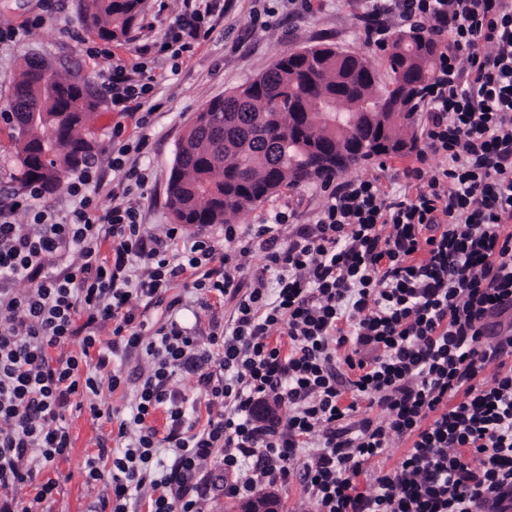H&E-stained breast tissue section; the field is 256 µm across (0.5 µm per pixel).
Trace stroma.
Instances as JSON below:
<instances>
[{
	"label": "stroma",
	"mask_w": 512,
	"mask_h": 512,
	"mask_svg": "<svg viewBox=\"0 0 512 512\" xmlns=\"http://www.w3.org/2000/svg\"><path fill=\"white\" fill-rule=\"evenodd\" d=\"M86 0H61L58 9L44 13L41 0H0V31L22 30V37L0 41V108L7 106L10 89L26 60L40 56L60 70L98 88L110 66L103 49L128 57L130 51L156 40L164 18L158 17L155 0H146L143 21L125 42H107L84 31L80 15ZM362 0H314V12L305 21L288 13L286 0H224V14L210 37L180 59L175 71L166 73L151 93L155 110L145 130L146 145L129 160L141 171L143 186H131L129 197L140 208V220L148 228L159 229L173 223L167 205L166 187L177 147L188 126L203 105L228 93L268 70L285 52L316 45H332L365 56L373 66L379 87H386L390 76L386 51L366 44L358 16ZM124 125L133 131L130 116L113 111L103 103L94 122L100 149L95 157L101 185L94 198L99 209L112 204V128ZM329 187L310 183L285 188L267 201L239 214L234 223L238 232L253 224H269L276 213L288 212L295 224L309 223L326 201ZM73 447L68 459L36 473L34 483L25 487L22 499L32 498L37 484L59 482L62 493L47 503V512H86L88 505L106 496L103 485H87L83 472L87 456L97 454V439L110 433L111 423L92 416L89 409L68 418Z\"/></svg>",
	"instance_id": "1"
}]
</instances>
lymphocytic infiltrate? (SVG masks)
Segmentation results:
<instances>
[{
    "mask_svg": "<svg viewBox=\"0 0 512 512\" xmlns=\"http://www.w3.org/2000/svg\"><path fill=\"white\" fill-rule=\"evenodd\" d=\"M223 13V0H184L155 54H190ZM360 19L368 43L384 44L395 22L427 27L438 46L403 193L377 174L349 178L311 223L280 212L243 238L229 224L222 249L178 224L152 235L118 194L99 212L94 162L68 179L76 204L61 219L34 207L37 190L0 193V512L54 498L50 480L32 501L6 502L69 455L66 411L101 416L93 398L117 390L118 357L134 350L149 367L116 448L85 461L87 484L111 487L96 512L144 498L149 512H202L219 488L244 500L293 483L312 512H497L512 495V329L493 324L512 311V0H366ZM158 78L118 62L101 92L132 114ZM22 209L30 228L14 220ZM69 252L79 266L57 268ZM243 255L258 260L247 281L235 275ZM180 279L203 310L233 305L207 339L176 316L155 325L133 311L158 307ZM179 373L196 396L175 386ZM404 440L395 466L359 489ZM217 455L220 486L206 469ZM398 448H392L387 455L376 458L372 465L369 467L366 475L360 477V488H365L369 483L373 481L374 476L382 471L386 472L390 470L396 463L401 453L407 448L406 442L401 443Z\"/></svg>",
    "mask_w": 512,
    "mask_h": 512,
    "instance_id": "lymphocytic-infiltrate-1",
    "label": "lymphocytic infiltrate"
}]
</instances>
